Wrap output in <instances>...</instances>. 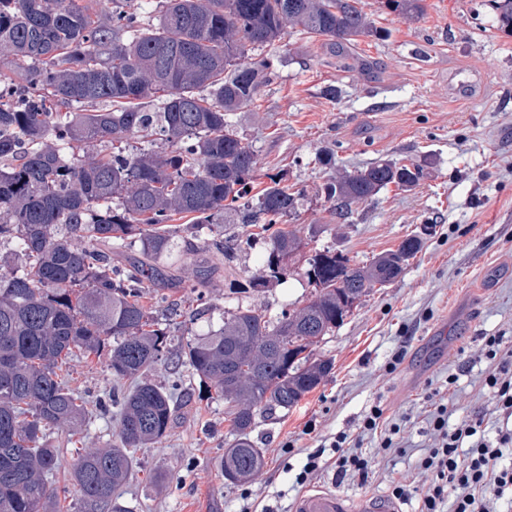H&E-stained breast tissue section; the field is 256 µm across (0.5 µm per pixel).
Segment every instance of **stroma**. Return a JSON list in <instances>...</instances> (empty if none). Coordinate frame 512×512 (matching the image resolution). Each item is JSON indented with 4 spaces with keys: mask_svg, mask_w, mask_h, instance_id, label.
Masks as SVG:
<instances>
[{
    "mask_svg": "<svg viewBox=\"0 0 512 512\" xmlns=\"http://www.w3.org/2000/svg\"><path fill=\"white\" fill-rule=\"evenodd\" d=\"M359 5L378 36L359 41L341 66L320 40L292 31L263 49L275 76L233 120L263 172L283 173L310 189L380 159L422 165L419 185H389L354 206L347 219L333 220L323 198L313 196L289 223L312 247L335 249L361 264L412 235L421 236L422 247L401 277L373 289L318 344L317 357L332 362L325 381L296 407L259 421L251 439L264 468L254 481L224 478L221 461L234 435L223 398L187 364L170 358L154 364L147 379L179 383V406L168 435L136 451L119 490L126 512H290L306 454L337 432L356 433L374 403L391 420L410 415L412 451L381 463L367 485L336 480L330 466L310 486L355 497L385 494L394 478H419L415 464L428 443L422 418L430 386L455 373L459 414L494 405L492 391L481 384L478 338L512 337V33L498 29L489 0H425L423 16L411 23L379 0ZM330 84L340 89L339 99L323 95ZM326 147L334 164L316 165V153ZM268 241L257 228L240 229L236 268L213 285L180 289L183 303L172 329L207 331L206 320L189 319L200 295L218 310L249 306L273 320L305 300L311 289L297 273L264 292L242 291L263 273ZM402 345L403 363L386 372ZM61 375L90 397L128 388L113 379L105 350L74 358ZM310 422L316 429L308 435ZM117 432L116 422L94 417L81 433L57 430L49 440L68 469L78 452L105 446Z\"/></svg>",
    "mask_w": 512,
    "mask_h": 512,
    "instance_id": "1",
    "label": "stroma"
}]
</instances>
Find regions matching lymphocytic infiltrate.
I'll use <instances>...</instances> for the list:
<instances>
[{
    "mask_svg": "<svg viewBox=\"0 0 512 512\" xmlns=\"http://www.w3.org/2000/svg\"><path fill=\"white\" fill-rule=\"evenodd\" d=\"M503 343L497 335L480 339V357L488 364L484 384L495 399L491 412L457 419L453 405L431 401L426 420L432 442L418 462L424 480L417 486L399 477L391 489L396 499L416 498L417 512H496L499 501L512 500V360L503 356ZM490 414L499 423L492 438L484 425ZM405 429V423L390 421L381 405L370 406L359 421V432L376 437L375 456L354 451L352 435L340 431L330 445H318L307 454L296 482L306 484L323 468L324 454L330 451L338 478L367 484L380 460L405 452Z\"/></svg>",
    "mask_w": 512,
    "mask_h": 512,
    "instance_id": "f902f5d3",
    "label": "lymphocytic infiltrate"
}]
</instances>
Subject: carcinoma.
<instances>
[{
  "label": "carcinoma",
  "instance_id": "1",
  "mask_svg": "<svg viewBox=\"0 0 512 512\" xmlns=\"http://www.w3.org/2000/svg\"><path fill=\"white\" fill-rule=\"evenodd\" d=\"M0 0V512H55L60 452L46 432L86 422L83 401L58 371L77 355L110 351L112 376L131 381L119 395L118 443L85 448L69 473L83 500L102 512L128 475L132 449L166 437L176 388L141 376L176 354L228 404L234 444L222 460L232 483L257 479L262 452L251 440L257 413L287 411L315 390L331 362L312 347L356 308L354 299L396 280L421 248L413 236L367 266L307 242L284 227L307 190L268 176L251 193L260 161L239 136L233 113L270 80L257 51L297 29L326 53L377 35L358 0H156V20L133 0ZM512 32V0H490ZM417 18L424 0H383ZM131 139V152L97 147ZM416 165L378 161L315 190L344 220L390 184L417 185ZM186 226L173 224L175 218ZM280 224L262 292L304 261L314 295L272 323L251 307L223 313L218 328L172 351L159 316L176 303L146 304L149 286L168 275L182 238L179 284L211 283L236 261L229 229ZM211 238L191 242L202 230ZM190 236H184V233ZM142 255L112 262V247Z\"/></svg>",
  "mask_w": 512,
  "mask_h": 512
}]
</instances>
